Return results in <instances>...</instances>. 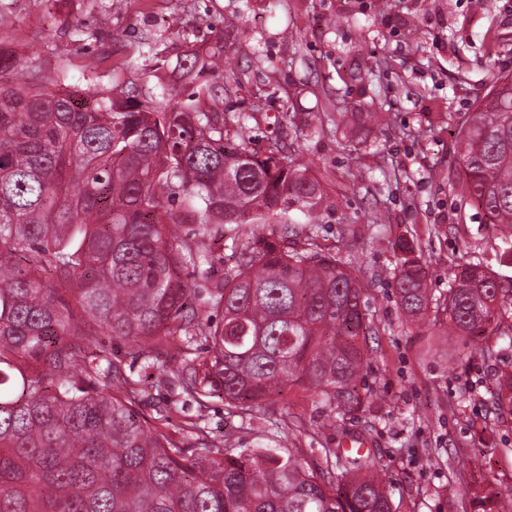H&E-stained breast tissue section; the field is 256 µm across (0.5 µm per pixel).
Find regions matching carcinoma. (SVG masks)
<instances>
[{"label":"carcinoma","instance_id":"obj_1","mask_svg":"<svg viewBox=\"0 0 512 512\" xmlns=\"http://www.w3.org/2000/svg\"><path fill=\"white\" fill-rule=\"evenodd\" d=\"M184 66L229 64L213 52ZM35 71L0 46V512H393L368 454L322 448L311 470L301 448L221 449L196 422L187 446L149 428L147 391L108 346L122 341L199 420L215 397L244 419L293 387L334 422L361 408L370 325L350 263L317 240L321 180L276 141L250 149L205 81L181 101L140 100L130 87L48 88ZM455 137L465 193L490 223L512 224L511 75L494 77ZM184 224L231 239L251 225V248L203 307L188 306L180 270L206 242L173 244ZM398 247V301L415 320L431 302L427 268ZM510 307L493 272L457 267L455 335L512 332L497 318ZM479 502L512 512L491 492Z\"/></svg>","mask_w":512,"mask_h":512}]
</instances>
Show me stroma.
Instances as JSON below:
<instances>
[{
  "instance_id": "obj_1",
  "label": "stroma",
  "mask_w": 512,
  "mask_h": 512,
  "mask_svg": "<svg viewBox=\"0 0 512 512\" xmlns=\"http://www.w3.org/2000/svg\"><path fill=\"white\" fill-rule=\"evenodd\" d=\"M0 41L38 59L40 81L130 84L145 100L185 89L187 56L221 52L235 73L213 80L220 110L240 117L251 149L279 139L322 180L318 240L350 262L363 289L362 386L379 399L333 424L317 397L291 389L274 404L288 420L274 436L264 410L243 421L216 399L203 420L215 444L243 450L268 437L303 449L314 467L322 447L360 439L393 512H477L489 483L512 496V404L497 400L512 344L452 335L444 309L455 265L512 277V225L488 223L463 193L450 133L494 74L512 73V0H0ZM133 48L136 68L122 69ZM403 238L433 297L418 321L398 306ZM209 240L207 259L182 270L196 306L207 278L223 277L252 238L245 228ZM170 396L154 389L139 411L190 441L183 425L194 404L158 417Z\"/></svg>"
}]
</instances>
